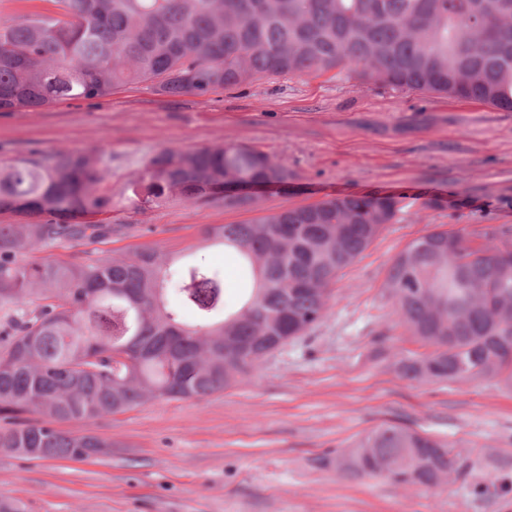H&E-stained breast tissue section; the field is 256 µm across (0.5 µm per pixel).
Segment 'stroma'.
Here are the masks:
<instances>
[{
	"label": "stroma",
	"mask_w": 512,
	"mask_h": 512,
	"mask_svg": "<svg viewBox=\"0 0 512 512\" xmlns=\"http://www.w3.org/2000/svg\"><path fill=\"white\" fill-rule=\"evenodd\" d=\"M243 145L288 163V190L256 209L173 197L141 205L128 181L166 148ZM112 158V237L28 253L84 259L143 247L224 267V300L243 295L238 265L205 242L206 224H246L337 195H394L395 223L334 286L331 309L306 335L200 399L149 400L63 432L111 440L84 461L0 453V496L27 512H512V391L486 380L417 385L394 356L419 351L383 282L392 258L439 224L512 230V111L409 91L358 73L266 76L206 95L163 96L121 85L93 101L0 112V159L60 150ZM444 208L432 207V200ZM439 438L469 473L436 489L352 478L316 458L345 451L381 424Z\"/></svg>",
	"instance_id": "obj_1"
}]
</instances>
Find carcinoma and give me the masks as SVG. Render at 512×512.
<instances>
[{"instance_id": "cac0c4a2", "label": "carcinoma", "mask_w": 512, "mask_h": 512, "mask_svg": "<svg viewBox=\"0 0 512 512\" xmlns=\"http://www.w3.org/2000/svg\"><path fill=\"white\" fill-rule=\"evenodd\" d=\"M53 15L0 18V112L109 96L151 82L168 95H204L261 76L355 69L408 90L512 109V0H55ZM293 174L239 145L164 149L128 182L158 204L253 207L247 185L285 186ZM111 159L60 151L0 161V451L85 460L112 447L55 422L87 421L148 399L224 390L258 361L320 323L333 285L400 212L394 196H337L257 224H211L208 240L238 251L248 300L227 315L224 271L181 263L153 247L107 259L25 262L61 242L112 234ZM438 225L391 261L384 282L423 353L395 356L416 383L487 379L512 389V238ZM177 284L181 305L168 301ZM195 309L188 322L182 307ZM41 421L32 423L26 414ZM338 473L434 489L465 463L448 443L384 424L343 454Z\"/></svg>"}]
</instances>
